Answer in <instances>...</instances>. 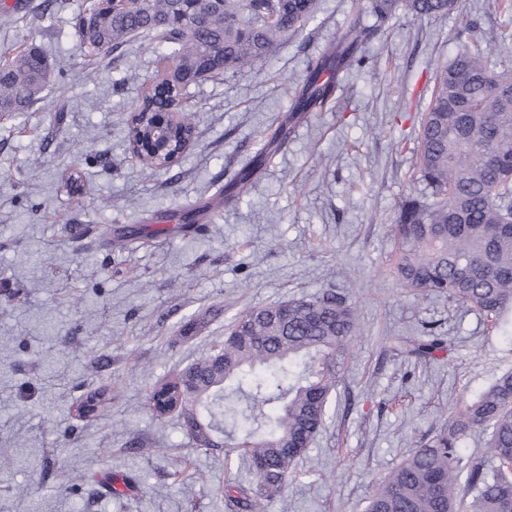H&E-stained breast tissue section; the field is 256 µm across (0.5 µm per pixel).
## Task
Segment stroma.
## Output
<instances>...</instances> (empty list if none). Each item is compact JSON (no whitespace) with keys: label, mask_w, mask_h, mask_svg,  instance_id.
Here are the masks:
<instances>
[{"label":"stroma","mask_w":512,"mask_h":512,"mask_svg":"<svg viewBox=\"0 0 512 512\" xmlns=\"http://www.w3.org/2000/svg\"><path fill=\"white\" fill-rule=\"evenodd\" d=\"M58 2L0 0L14 18L0 51L32 42L63 70L25 115H0V512H232L225 492L248 475L194 448L176 416L156 419L148 395L249 308L330 288L348 289L361 339L267 512H364L378 481L512 370V342L478 312L415 298L391 274L397 205L422 188L417 134L435 77L469 22L497 42L512 15L496 0H458L441 19L398 14L228 202L361 0H318L267 58L191 86L195 143L153 171L126 124L155 79L148 41L97 59L72 28L86 0ZM427 327L443 349L403 353L399 341ZM105 385L106 410L78 417ZM62 470L77 477L65 490Z\"/></svg>","instance_id":"obj_1"}]
</instances>
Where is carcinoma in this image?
I'll use <instances>...</instances> for the list:
<instances>
[{
    "mask_svg": "<svg viewBox=\"0 0 512 512\" xmlns=\"http://www.w3.org/2000/svg\"><path fill=\"white\" fill-rule=\"evenodd\" d=\"M456 0H366L336 48L309 65V75L271 142L286 127L329 102L334 82L321 75L365 63L358 47L384 31L400 10L443 18ZM183 0H140L133 9L97 7L75 18L74 33L101 58L136 37H154L170 53L158 56V82L134 107L161 112L162 86L192 85L238 72L269 55L317 10L316 0H218L191 27L174 24ZM501 50L485 42L472 22L454 59L438 79L420 134L419 181L424 192L397 208L394 274L422 297L446 294L486 319L512 313V70L497 69ZM54 64L33 43L0 53V111L24 112L53 82ZM358 339L357 308L344 293L325 290L301 299L251 308L215 344L175 377L150 392L176 400L188 439L200 449L223 441L237 457L249 487L229 506L266 512L322 429L341 369ZM443 339L429 331L400 342L426 358ZM286 383L270 387V378ZM110 389L87 394L82 405L99 411ZM487 436L484 455L465 459L463 441ZM512 512V372L476 399L396 466L378 484L366 512Z\"/></svg>",
    "mask_w": 512,
    "mask_h": 512,
    "instance_id": "cac0c4a2",
    "label": "carcinoma"
}]
</instances>
